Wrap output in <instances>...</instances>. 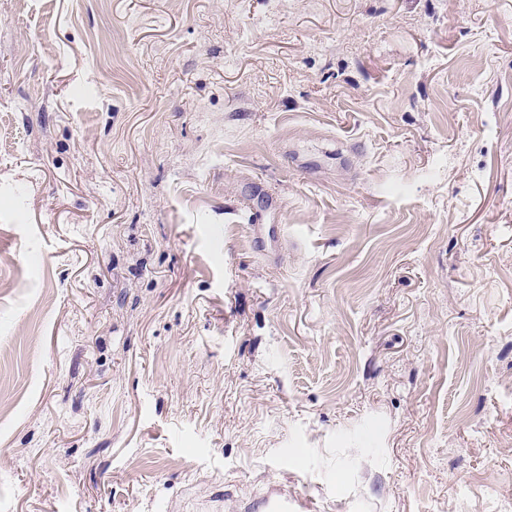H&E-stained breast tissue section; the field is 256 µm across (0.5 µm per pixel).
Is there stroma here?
I'll return each mask as SVG.
<instances>
[{
    "label": "stroma",
    "mask_w": 512,
    "mask_h": 512,
    "mask_svg": "<svg viewBox=\"0 0 512 512\" xmlns=\"http://www.w3.org/2000/svg\"><path fill=\"white\" fill-rule=\"evenodd\" d=\"M272 490L512 499V0H0V512Z\"/></svg>",
    "instance_id": "35a3bbf8"
}]
</instances>
